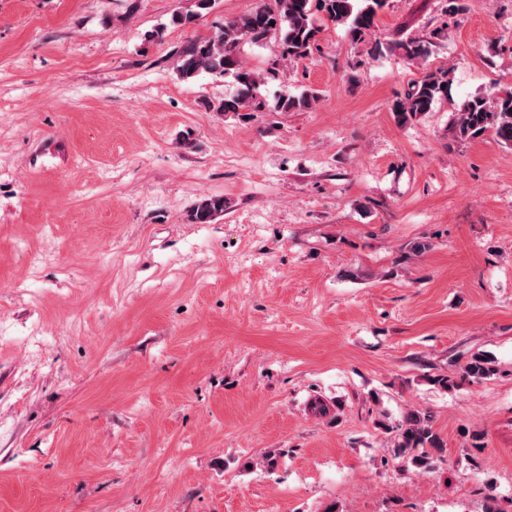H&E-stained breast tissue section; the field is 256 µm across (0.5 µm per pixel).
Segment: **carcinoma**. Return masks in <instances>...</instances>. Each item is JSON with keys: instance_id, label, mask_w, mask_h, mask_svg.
Here are the masks:
<instances>
[{"instance_id": "cac0c4a2", "label": "carcinoma", "mask_w": 512, "mask_h": 512, "mask_svg": "<svg viewBox=\"0 0 512 512\" xmlns=\"http://www.w3.org/2000/svg\"><path fill=\"white\" fill-rule=\"evenodd\" d=\"M385 0H274V6L263 2L250 13L224 22V27L209 38L193 44L177 65L182 78H191L201 71L214 77L231 75L237 83L235 95L224 99L218 112H238L252 107L263 108L256 101L260 75L244 65L240 59V46L244 42L263 44L270 39L279 40L290 58L308 57L315 47L321 28L317 19L347 27L354 37H362L376 27L378 11ZM397 48L409 60L428 54L426 45L410 38L397 43ZM453 84L449 69L426 73L411 85L404 100L394 107L398 124L415 121L442 103L448 101ZM317 100L313 92L298 96H280L274 109L282 112L308 109ZM448 131L456 140H473L492 133L502 144L512 147V88L498 89L488 94H476L454 109ZM226 201L222 196H209L199 201L192 211L195 224H210L224 215ZM493 372L491 360L475 353L467 364L466 373L483 378ZM398 454L419 451L411 462L418 468L430 470L435 461L442 459L444 442L433 430L428 417L417 412L406 414L395 425Z\"/></svg>"}]
</instances>
